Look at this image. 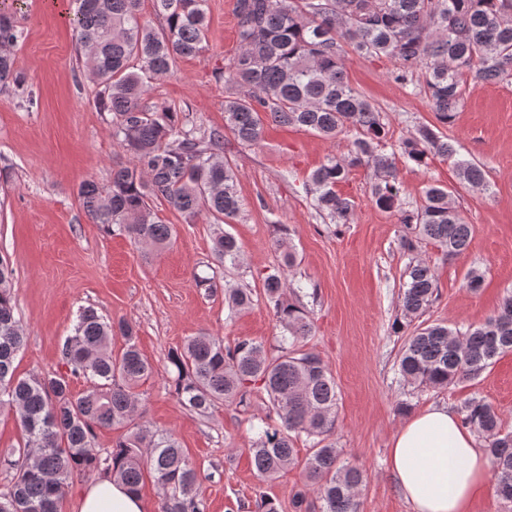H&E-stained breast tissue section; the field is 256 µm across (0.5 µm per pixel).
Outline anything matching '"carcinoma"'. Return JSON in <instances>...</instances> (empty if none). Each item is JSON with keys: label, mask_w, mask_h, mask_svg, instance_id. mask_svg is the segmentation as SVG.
Masks as SVG:
<instances>
[{"label": "carcinoma", "mask_w": 512, "mask_h": 512, "mask_svg": "<svg viewBox=\"0 0 512 512\" xmlns=\"http://www.w3.org/2000/svg\"><path fill=\"white\" fill-rule=\"evenodd\" d=\"M143 0H70L71 24L85 66L101 86L100 96L112 112L113 135L130 154L112 169L110 183L87 181L79 188L83 206L95 224L137 242L161 245L173 227L155 216L151 204L166 203L193 223L202 214L228 224L241 212L238 175L223 160L224 134L201 130L171 107L142 104L147 81L168 74L176 60L196 58L207 41V0H152L164 26L142 19ZM239 53L218 80L243 91L224 98V121L243 145H258L265 122L299 126L334 138L347 127L358 137L346 156H331L309 176L316 208L347 223L349 199L336 185L363 164L376 172L375 204L399 211V246L412 252L431 239L446 254L469 248L472 231L449 201L448 190L431 186L423 203L400 207L402 185L395 159L377 153L386 138L378 109L346 80V48L364 57L394 61L395 80L406 82L425 70V90L439 124L453 122L467 81L512 80V0H235ZM22 37L12 20L0 14V90L24 84L14 68L11 49ZM449 159L448 139L424 126L401 143L400 155L417 166L428 156ZM466 184H484L480 165L455 162ZM214 253L220 263L235 265L240 247L218 228ZM13 270L0 256V411L13 412L21 431L17 447L0 454V470L11 486L0 491V512H58L74 476L84 471L112 474L131 487L151 478L164 491L160 512H207L195 467L174 435L135 421L133 389L153 367L136 344L134 327L116 324L92 307L84 308L74 334L62 344L64 373L18 377L13 367L23 346L15 316ZM287 278L276 268L263 278L268 303L286 335L278 354L244 339L233 346L208 333L189 337L169 362L174 392L181 403L201 413L217 403L246 402L250 387L261 383L278 421L259 432L252 463L263 480H274L299 462L295 441L311 442L303 464L306 484L293 496L295 512H310L309 495L322 512H358L357 490L363 470L341 462L336 448V382L324 362L303 350L312 333L307 314L283 301ZM402 307L414 315L433 301L435 274L419 262L408 267ZM235 309L248 308L252 293L225 290ZM125 339L114 355L109 338ZM512 353V293L483 324L464 331L442 324L411 335L398 369L404 381L448 389L479 377L498 357ZM84 378L90 387L75 395L70 381ZM461 422L477 432L491 461L496 496L512 504V430H506L494 405L473 396L461 407ZM120 427L106 455L95 448L96 430Z\"/></svg>", "instance_id": "1"}]
</instances>
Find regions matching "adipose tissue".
<instances>
[{"label":"adipose tissue","mask_w":512,"mask_h":512,"mask_svg":"<svg viewBox=\"0 0 512 512\" xmlns=\"http://www.w3.org/2000/svg\"><path fill=\"white\" fill-rule=\"evenodd\" d=\"M390 471L412 512H472L475 500L487 489L490 460L454 411L430 407L398 429ZM77 509L147 512V504L142 492L109 475L86 484Z\"/></svg>","instance_id":"1"}]
</instances>
